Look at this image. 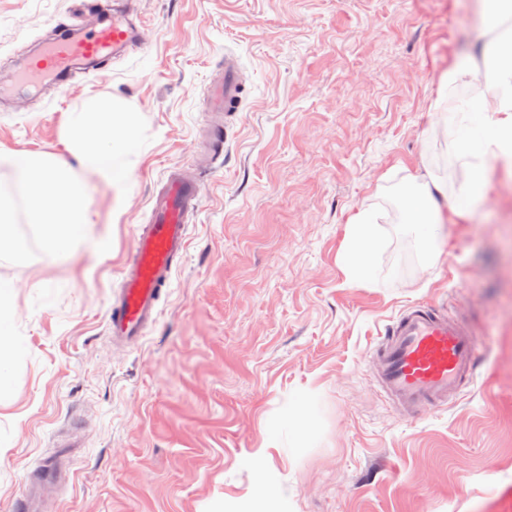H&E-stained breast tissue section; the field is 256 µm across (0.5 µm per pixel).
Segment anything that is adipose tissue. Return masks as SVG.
I'll return each instance as SVG.
<instances>
[{
    "mask_svg": "<svg viewBox=\"0 0 512 512\" xmlns=\"http://www.w3.org/2000/svg\"><path fill=\"white\" fill-rule=\"evenodd\" d=\"M495 59H458L440 81L441 95L460 83L471 86L478 121L467 129L459 148L462 158L458 179L459 203L448 205V180L430 169L409 176L404 208L414 224L431 228L467 216L487 199L494 168L512 172V0H478ZM380 245L373 209L356 213L348 225L343 263L356 278L366 276Z\"/></svg>",
    "mask_w": 512,
    "mask_h": 512,
    "instance_id": "adipose-tissue-1",
    "label": "adipose tissue"
}]
</instances>
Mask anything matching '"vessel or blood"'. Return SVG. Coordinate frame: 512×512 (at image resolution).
Wrapping results in <instances>:
<instances>
[{
  "label": "vessel or blood",
  "instance_id": "vessel-or-blood-1",
  "mask_svg": "<svg viewBox=\"0 0 512 512\" xmlns=\"http://www.w3.org/2000/svg\"><path fill=\"white\" fill-rule=\"evenodd\" d=\"M80 9L95 13L89 30L61 23L53 37L21 70L23 79L53 78L66 83L77 69L102 71L118 55L141 45L139 28L123 10L108 8L105 0H81ZM244 92L241 64L224 56V82L209 91V116L222 128L237 111ZM197 204L196 180L173 171L163 192L152 199V222L136 237L133 260L122 273L120 288L109 310L108 338L112 345L139 341L157 318V302L173 270L187 251L189 219ZM373 377L381 390L405 414L442 408L474 380L480 343L474 331L435 305L417 303L404 309L377 341ZM71 474L68 455L44 457L26 471L16 512H42L45 496L63 490Z\"/></svg>",
  "mask_w": 512,
  "mask_h": 512
}]
</instances>
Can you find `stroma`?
Returning <instances> with one entry per match:
<instances>
[{
  "label": "stroma",
  "instance_id": "1",
  "mask_svg": "<svg viewBox=\"0 0 512 512\" xmlns=\"http://www.w3.org/2000/svg\"><path fill=\"white\" fill-rule=\"evenodd\" d=\"M71 6L0 0V153L72 160L68 118L101 97L151 140L127 194L91 181L74 255L0 261V512L59 438L72 480L44 512H253L257 461L286 489L269 512H512V177L432 261L396 200L423 165L459 170L465 131L438 91L480 35L472 0H133L140 49L62 88L20 84ZM229 51L246 93L203 158ZM176 168L199 182L188 254L146 336L112 347L108 302ZM368 206L381 246L354 278L347 227ZM419 302L470 324L483 356L467 390L411 418L371 366L379 330Z\"/></svg>",
  "mask_w": 512,
  "mask_h": 512
}]
</instances>
